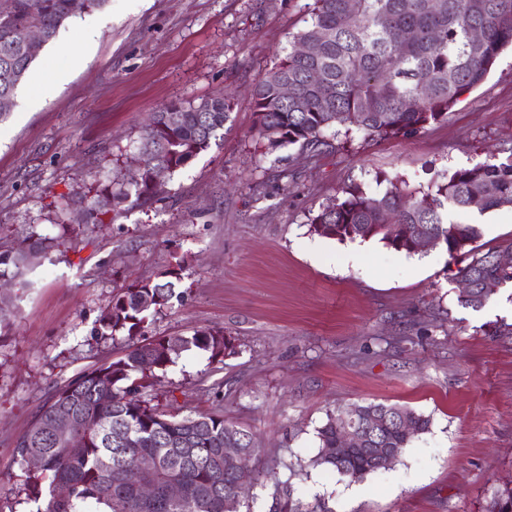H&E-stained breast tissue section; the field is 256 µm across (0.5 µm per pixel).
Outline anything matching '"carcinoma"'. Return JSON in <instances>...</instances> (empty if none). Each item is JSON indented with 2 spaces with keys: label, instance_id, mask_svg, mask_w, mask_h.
<instances>
[{
  "label": "carcinoma",
  "instance_id": "carcinoma-1",
  "mask_svg": "<svg viewBox=\"0 0 512 512\" xmlns=\"http://www.w3.org/2000/svg\"><path fill=\"white\" fill-rule=\"evenodd\" d=\"M107 2L0 0V100L14 99L38 57L26 51L25 31L40 27L46 45L66 22ZM476 28L478 42L471 36ZM300 42L318 50L303 55L289 49L254 89L253 132L267 150L298 145L315 152L326 145L323 132L333 127L346 136L355 131L408 138L448 121L461 97L481 85L501 51L512 46V0H314L310 22L292 35L291 45ZM313 71L320 74L316 83L309 80ZM420 86L428 90L424 97ZM232 109V98L224 95L151 113L137 147L144 162L139 178L113 179L86 219L102 224V216L124 202L150 206L161 200L165 184L155 181V170L172 175L208 150ZM503 207H512V155L456 169L427 191L401 179L375 194L353 182L311 217L310 232L339 241L376 239L407 254L419 253L416 238L425 232L450 260L465 261L456 276L472 288L459 293L458 302L480 310L512 285V265H501L498 251H481L476 225L448 220V209L484 214ZM52 247L53 239L44 237L1 252L0 278L26 285L27 271ZM182 269L181 260L169 264L156 279L129 285L101 310L94 335L123 336L131 342L129 352L72 379L17 439L15 454L28 500L36 504L33 512H240L234 495L238 476L224 470V448L232 435L248 461H255L262 452L257 436L221 414L171 415L148 398L155 370L173 362L165 344L176 342L180 352H207L217 363L234 353L222 330L138 341L149 319L178 296ZM60 412L71 417L79 447L52 434ZM430 425V417L397 405L356 404L327 415L311 464L361 479L387 468L368 449L394 448L395 461ZM346 427L362 433V442L338 456ZM31 456L40 457L39 467L29 468ZM142 459L151 462L150 469H140ZM172 482L183 490L177 500L164 494ZM277 509L302 512L286 482ZM487 512H512V488L494 490Z\"/></svg>",
  "mask_w": 512,
  "mask_h": 512
}]
</instances>
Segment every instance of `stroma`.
<instances>
[{
    "label": "stroma",
    "mask_w": 512,
    "mask_h": 512,
    "mask_svg": "<svg viewBox=\"0 0 512 512\" xmlns=\"http://www.w3.org/2000/svg\"><path fill=\"white\" fill-rule=\"evenodd\" d=\"M312 0H108L68 21L39 61L67 72L36 106L0 121V251L50 236L55 246L9 305L0 330V512H31L14 448L41 406L83 372L123 356L122 337L91 330L122 288L181 258L171 307L148 338L223 330V362L181 352L152 394L168 411L217 412L264 452L247 512H275L276 484L329 512H486L512 484V289L482 309L457 301L456 264L375 240L315 235L309 219L357 182L424 191L449 171L512 152V49L446 123L411 138L325 131L318 155L270 152L251 132L253 90L309 18ZM85 44L74 67L68 45ZM232 93L224 135L166 181L162 201L124 206L107 224L82 209L132 157L151 112ZM70 200L62 211L60 199ZM483 249L512 253V208L479 216ZM384 402L430 416L387 469L354 480L308 461L328 413Z\"/></svg>",
    "instance_id": "obj_1"
}]
</instances>
